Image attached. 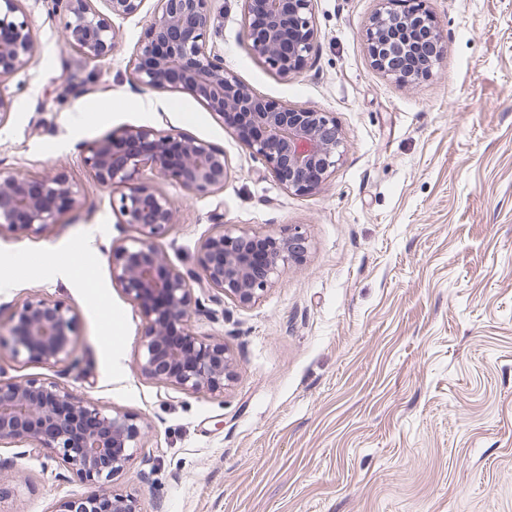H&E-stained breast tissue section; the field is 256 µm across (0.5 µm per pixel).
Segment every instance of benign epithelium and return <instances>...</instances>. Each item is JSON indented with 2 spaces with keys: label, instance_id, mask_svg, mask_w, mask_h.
Returning <instances> with one entry per match:
<instances>
[{
  "label": "benign epithelium",
  "instance_id": "7a95c632",
  "mask_svg": "<svg viewBox=\"0 0 512 512\" xmlns=\"http://www.w3.org/2000/svg\"><path fill=\"white\" fill-rule=\"evenodd\" d=\"M20 2L0 0V85L23 70L38 49ZM103 2L106 15L95 0H61L66 44L92 62L112 55L115 47L107 15H135L143 0ZM380 2L367 31L375 67L397 79L398 59L416 60L432 45L429 65L440 64L443 40L425 0H412L410 9L400 8L399 0ZM311 6L312 0H243L251 51L282 75L303 70L317 39ZM213 24L212 0H158L130 64L131 79L150 89L192 92L284 189L297 195L320 191L345 154L336 118L253 92L208 52L206 35ZM85 164L100 184L119 194L122 223L136 226L142 235L108 251L112 279L146 320L139 371L187 392L223 388L233 379L224 343L194 335L190 280L154 242L175 223L174 202L139 173L149 167L186 192L205 195L224 186V153L181 134L131 129L91 144ZM77 203V190L62 174L26 178L0 171V236L39 232ZM306 252V238L298 231L260 237L221 230L201 242L196 262L210 288L247 307ZM75 322L70 307L34 297L14 313L7 333L0 332V345L9 342L12 355L26 362L69 363ZM141 438L137 415L84 401L65 385L0 383V445L24 440L48 448L67 472L92 487L85 497L59 504L55 512H141L136 497L105 487L130 462Z\"/></svg>",
  "mask_w": 512,
  "mask_h": 512
}]
</instances>
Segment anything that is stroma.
Instances as JSON below:
<instances>
[{
  "mask_svg": "<svg viewBox=\"0 0 512 512\" xmlns=\"http://www.w3.org/2000/svg\"><path fill=\"white\" fill-rule=\"evenodd\" d=\"M157 5L113 18L116 49L90 63L66 45L54 0H22L39 48L1 88L0 170L64 174L79 203L0 237V326L29 299L63 302L80 362L27 363L5 345L0 380L55 381L139 415L142 446L108 487L141 512H512V0H428L446 52L410 86L368 55L378 0H313L312 59L287 76L250 50L242 0H213L207 44L226 70L336 118L345 156L311 195L286 191L192 92L131 83ZM136 128L224 153V185L203 196L143 173L177 207L157 244L181 271L197 273L200 242L221 228L307 239L251 306L195 288L193 332L223 340L234 365L219 391L137 370L146 323L107 252L138 231L84 164L90 143ZM76 263L79 276H57ZM63 472L48 449L0 446V512L84 497Z\"/></svg>",
  "mask_w": 512,
  "mask_h": 512,
  "instance_id": "obj_1",
  "label": "stroma"
}]
</instances>
